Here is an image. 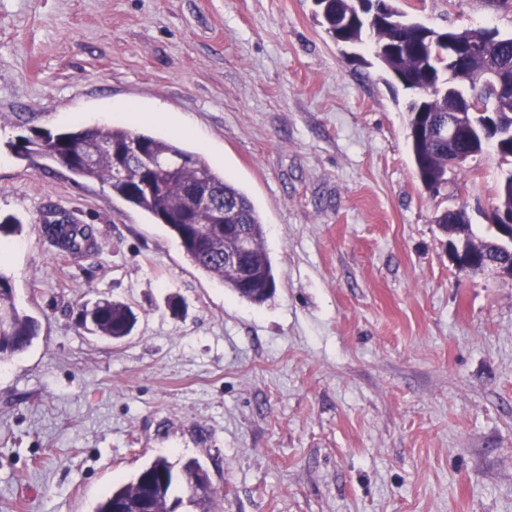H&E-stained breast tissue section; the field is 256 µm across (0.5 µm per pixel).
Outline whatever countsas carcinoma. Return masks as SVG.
<instances>
[{
  "instance_id": "1",
  "label": "carcinoma",
  "mask_w": 512,
  "mask_h": 512,
  "mask_svg": "<svg viewBox=\"0 0 512 512\" xmlns=\"http://www.w3.org/2000/svg\"><path fill=\"white\" fill-rule=\"evenodd\" d=\"M316 16L333 38L344 44H358L364 34L372 36L375 56L384 71L393 78H403L405 87L416 89L448 77V57L436 53L435 44L453 35L465 41L481 42L486 51L462 65V83H448V92H438L425 101L416 98L408 104L409 127H418V114L426 119L448 122L449 112L459 102L475 96L491 101L498 111L512 112V36L501 37L486 29H463L450 32L432 31L435 41L427 44L422 34L424 25L403 12L397 5L383 2L389 13L387 24L363 21L348 27L336 26V16L356 17L365 0H314ZM404 48L397 54L389 52L395 40ZM15 153L31 159L40 157L60 165L68 164L75 175L106 183L112 192L135 209L149 215L156 223L166 227L178 241L191 263L224 287L253 304H262L276 289V279L270 258L265 251V224L248 196L224 174L212 169L201 154L182 148L177 142L136 133L129 128L110 126H77L56 134L34 130L12 145ZM413 163L421 183L428 185L446 182L448 174V143L425 138L410 139ZM209 193L217 208L237 210L238 223L246 226L251 242L250 260L253 282L245 287L237 280L235 271L224 265V249L232 241L224 239V228L216 224L213 210L204 208L192 214L182 211V197L190 188ZM444 232L453 237L464 236L466 246L477 259L484 253H495V258L512 264V252L495 246V241L471 240L473 231L465 208L453 216L442 213L435 217ZM49 241L56 247L74 255L86 251L82 243L93 238L88 224H71L54 220L44 225ZM81 312L91 315L90 325L84 331L92 336L119 340L130 335L133 311L125 304L111 300H96L82 305ZM8 318L0 325V362L23 353L39 336L36 318L20 311L14 302V289L10 279L0 271V317ZM172 464L164 456L156 457L129 481L116 487L96 507L95 512H113L118 504L130 510L136 508L144 496L146 480L150 476L170 473ZM179 487L168 482L157 484L149 492L154 512H174L181 501L175 495Z\"/></svg>"
}]
</instances>
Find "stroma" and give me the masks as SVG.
Returning a JSON list of instances; mask_svg holds the SVG:
<instances>
[{
    "instance_id": "1",
    "label": "stroma",
    "mask_w": 512,
    "mask_h": 512,
    "mask_svg": "<svg viewBox=\"0 0 512 512\" xmlns=\"http://www.w3.org/2000/svg\"><path fill=\"white\" fill-rule=\"evenodd\" d=\"M438 29L512 35L495 0H398ZM313 0H0V271L35 317L0 365V512H93L157 456L194 459L212 512H512V278L459 268L436 215L477 238L507 165L417 178L411 99L372 42L335 43ZM151 112L241 188L277 287L260 305L198 270L163 225L43 159L32 129ZM92 225L73 257L53 219ZM109 299L137 324L87 335Z\"/></svg>"
}]
</instances>
